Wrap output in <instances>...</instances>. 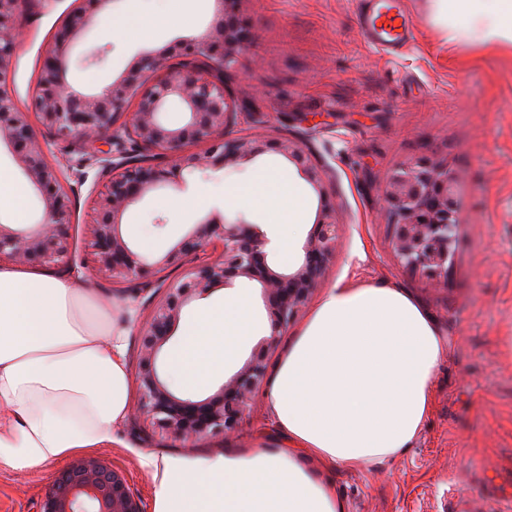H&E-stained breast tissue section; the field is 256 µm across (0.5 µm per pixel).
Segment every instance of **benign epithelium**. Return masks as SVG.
I'll return each instance as SVG.
<instances>
[{"instance_id": "7a95c632", "label": "benign epithelium", "mask_w": 512, "mask_h": 512, "mask_svg": "<svg viewBox=\"0 0 512 512\" xmlns=\"http://www.w3.org/2000/svg\"><path fill=\"white\" fill-rule=\"evenodd\" d=\"M112 0H72L41 63L32 92L40 124L64 140L93 146L90 155L108 181L93 200L85 224L87 252L79 254L69 232L73 191L49 159L27 111L1 87L12 71L20 38L17 17L25 0H0V152L8 154L38 204L28 225L0 223V264L58 266L112 283L150 278L159 292L150 299L135 383L136 412L148 433L186 446L202 437L235 435L253 400L269 380L270 361L282 337L300 318L336 256L343 224L342 204L332 189L328 166L300 137L247 133L224 136L243 111L228 85L235 66L254 39L241 13L245 0H213L208 27L146 48L112 82L88 90L71 82L73 48L108 10ZM178 104L180 124L163 118ZM130 115L123 122L121 117ZM267 155L292 168L316 199L312 228L295 264L268 260L270 239L258 225L212 213L190 225L165 249L137 251L123 235L127 210L160 187H179L186 176L241 167ZM381 204L391 226L389 245L405 266L423 271L431 285L447 287L448 262L459 229L458 175L448 158L414 156L402 162L383 186ZM218 244L205 260L192 257ZM186 267L180 280L167 272ZM238 282L259 288L269 334L219 389L185 396L160 372L159 359L178 332L182 312L195 301ZM41 512H142L124 476L100 458L79 456L61 468Z\"/></svg>"}]
</instances>
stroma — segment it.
I'll use <instances>...</instances> for the list:
<instances>
[{"label": "stroma", "mask_w": 512, "mask_h": 512, "mask_svg": "<svg viewBox=\"0 0 512 512\" xmlns=\"http://www.w3.org/2000/svg\"><path fill=\"white\" fill-rule=\"evenodd\" d=\"M416 26L399 55L370 47L357 21L355 0H245L255 38L239 61L234 86L248 107L227 136L271 131L302 133L332 168L343 201L339 252L324 287L344 281L357 286L403 288L443 326L449 348L432 390L430 412L413 446L374 470L339 467L323 477L336 487L345 512H453L449 486L466 499L467 512H488L499 496H512V46H471L459 55L434 22L431 0H405ZM71 0H28L17 23L21 38L6 90L26 106L57 24ZM165 9L168 24L144 39L130 17ZM127 25H113V17ZM207 0H113L100 22L72 54L71 73L88 87L120 74L148 41L165 42L200 31L210 20ZM49 156L73 187L71 232L82 240L95 179L72 176L70 160L79 142H65L36 127ZM448 156L460 176V236L448 285L433 289L420 272L404 267L390 251V227L375 188L411 156ZM208 170L187 178L184 194L208 197V210L241 216L259 226L267 217L225 199L228 184L252 179L257 167ZM164 188L130 210L152 248L180 237L201 216L170 209ZM88 287L112 300L124 326L125 362L135 369L144 304L156 284H110L87 278ZM118 443L93 454L123 473L143 512H154L155 484L139 455H179V448L151 441L143 425L126 416ZM266 395H259L237 436L201 439L191 454L205 457L278 445ZM61 462L33 471L0 466V512H40Z\"/></svg>", "instance_id": "obj_1"}]
</instances>
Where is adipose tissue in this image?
Masks as SVG:
<instances>
[{"label": "adipose tissue", "mask_w": 512, "mask_h": 512, "mask_svg": "<svg viewBox=\"0 0 512 512\" xmlns=\"http://www.w3.org/2000/svg\"><path fill=\"white\" fill-rule=\"evenodd\" d=\"M457 49L512 44V0H433ZM225 195L266 213L282 264L308 218L295 177L264 168ZM257 333L236 288L201 299L166 360L172 383L200 389L237 363ZM125 331L80 279L0 265V465L28 471L113 443L129 411ZM448 341L400 288L335 284L292 338L267 397L285 445L204 458L140 456L154 512H345L322 476L404 454L428 416Z\"/></svg>", "instance_id": "adipose-tissue-1"}]
</instances>
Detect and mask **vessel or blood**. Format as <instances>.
<instances>
[{
	"mask_svg": "<svg viewBox=\"0 0 512 512\" xmlns=\"http://www.w3.org/2000/svg\"><path fill=\"white\" fill-rule=\"evenodd\" d=\"M361 33L374 48L396 55L410 44L415 23L403 0H357Z\"/></svg>",
	"mask_w": 512,
	"mask_h": 512,
	"instance_id": "1",
	"label": "vessel or blood"
}]
</instances>
